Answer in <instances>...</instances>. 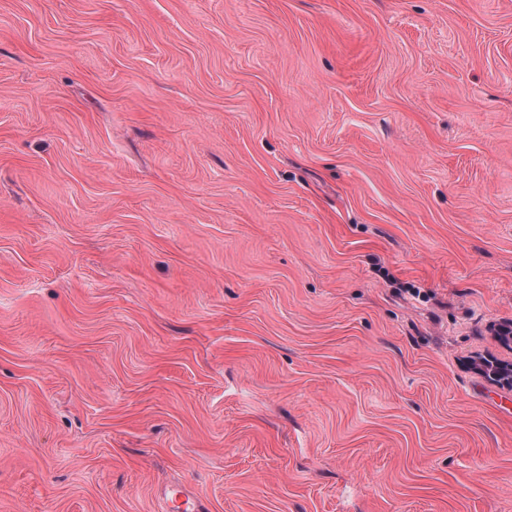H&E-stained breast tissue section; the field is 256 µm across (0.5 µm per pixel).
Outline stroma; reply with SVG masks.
Here are the masks:
<instances>
[{
    "instance_id": "stroma-1",
    "label": "stroma",
    "mask_w": 512,
    "mask_h": 512,
    "mask_svg": "<svg viewBox=\"0 0 512 512\" xmlns=\"http://www.w3.org/2000/svg\"><path fill=\"white\" fill-rule=\"evenodd\" d=\"M512 0H0V512H512ZM161 511L207 512L205 501L184 485L166 486L159 491Z\"/></svg>"
}]
</instances>
